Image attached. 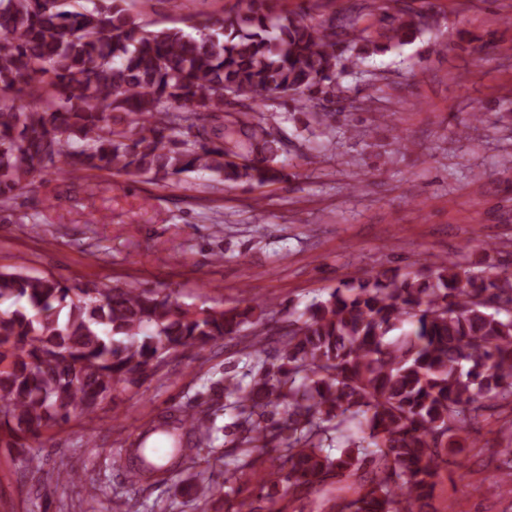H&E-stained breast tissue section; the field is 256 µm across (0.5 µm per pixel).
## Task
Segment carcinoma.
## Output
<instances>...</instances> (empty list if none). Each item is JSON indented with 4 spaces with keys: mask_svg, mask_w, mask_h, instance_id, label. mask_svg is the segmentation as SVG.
I'll return each mask as SVG.
<instances>
[{
    "mask_svg": "<svg viewBox=\"0 0 512 512\" xmlns=\"http://www.w3.org/2000/svg\"><path fill=\"white\" fill-rule=\"evenodd\" d=\"M212 25L153 29L128 0H0V198L43 165L179 178L206 172L230 185L282 178L281 141L249 113L279 95L338 109L336 80L431 26L400 21L370 39L358 17L274 14L265 0ZM240 106L223 119L224 103ZM215 117L194 140L176 111ZM268 305L190 311L163 290L71 286L0 270V446L90 415L122 382L166 354L237 336ZM247 373L224 375V408L249 425L224 483L202 478L196 498L224 495L227 512H283L280 500L320 494L329 512H437L434 491L475 447L471 426L512 403V271L467 258L343 280L288 319L279 355L246 346ZM203 411L169 413L154 431L175 438L162 463L144 442L123 462L134 483H165L211 437ZM255 497L233 483L263 456ZM267 506H262V503Z\"/></svg>",
    "mask_w": 512,
    "mask_h": 512,
    "instance_id": "obj_1",
    "label": "carcinoma"
}]
</instances>
